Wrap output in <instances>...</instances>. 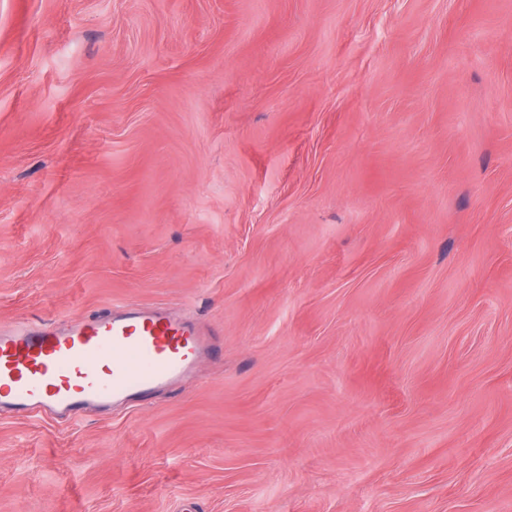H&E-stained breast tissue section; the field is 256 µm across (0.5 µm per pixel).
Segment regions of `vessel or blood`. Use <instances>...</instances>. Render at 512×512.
Instances as JSON below:
<instances>
[{"label": "vessel or blood", "instance_id": "b4317fda", "mask_svg": "<svg viewBox=\"0 0 512 512\" xmlns=\"http://www.w3.org/2000/svg\"><path fill=\"white\" fill-rule=\"evenodd\" d=\"M200 333L165 310L121 306L95 319L0 331V407L73 417L164 386L193 369Z\"/></svg>", "mask_w": 512, "mask_h": 512}]
</instances>
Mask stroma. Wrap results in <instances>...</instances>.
<instances>
[{"mask_svg":"<svg viewBox=\"0 0 512 512\" xmlns=\"http://www.w3.org/2000/svg\"><path fill=\"white\" fill-rule=\"evenodd\" d=\"M211 348L0 412V512H512V0H0V328Z\"/></svg>","mask_w":512,"mask_h":512,"instance_id":"35a3bbf8","label":"stroma"}]
</instances>
